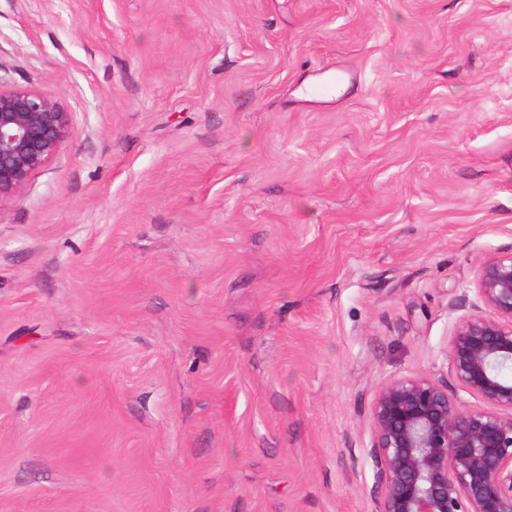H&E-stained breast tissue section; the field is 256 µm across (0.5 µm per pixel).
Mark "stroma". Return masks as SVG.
Here are the masks:
<instances>
[{"label": "stroma", "instance_id": "obj_1", "mask_svg": "<svg viewBox=\"0 0 512 512\" xmlns=\"http://www.w3.org/2000/svg\"><path fill=\"white\" fill-rule=\"evenodd\" d=\"M0 88L70 118L0 199V512H373L380 386L476 407L512 0H0Z\"/></svg>", "mask_w": 512, "mask_h": 512}]
</instances>
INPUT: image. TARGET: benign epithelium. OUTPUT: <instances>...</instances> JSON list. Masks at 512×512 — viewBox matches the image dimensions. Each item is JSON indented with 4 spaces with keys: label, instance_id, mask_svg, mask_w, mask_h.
<instances>
[{
    "label": "benign epithelium",
    "instance_id": "benign-epithelium-1",
    "mask_svg": "<svg viewBox=\"0 0 512 512\" xmlns=\"http://www.w3.org/2000/svg\"><path fill=\"white\" fill-rule=\"evenodd\" d=\"M68 126L52 95L0 89V198L58 151ZM476 294L448 368L481 406L461 408L426 375L384 383L369 414L382 482L374 512H512V254L483 262Z\"/></svg>",
    "mask_w": 512,
    "mask_h": 512
}]
</instances>
